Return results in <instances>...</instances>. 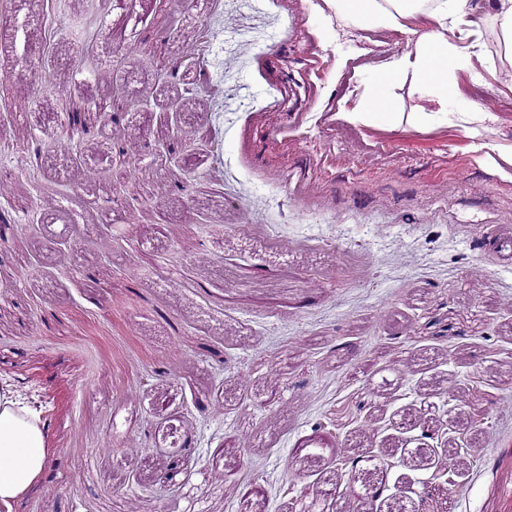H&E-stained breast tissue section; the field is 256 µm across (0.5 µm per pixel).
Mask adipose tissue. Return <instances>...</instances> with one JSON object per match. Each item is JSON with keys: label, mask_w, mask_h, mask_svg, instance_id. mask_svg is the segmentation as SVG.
Returning a JSON list of instances; mask_svg holds the SVG:
<instances>
[{"label": "adipose tissue", "mask_w": 512, "mask_h": 512, "mask_svg": "<svg viewBox=\"0 0 512 512\" xmlns=\"http://www.w3.org/2000/svg\"><path fill=\"white\" fill-rule=\"evenodd\" d=\"M337 15L369 28L385 26L404 30L409 19L425 15L428 26L409 51L381 71L367 75L370 92L355 110L361 121L379 126L393 116L388 96L391 83L414 75L418 92L440 111L461 105L448 86V70L456 59L448 41V23L462 11L463 0H330ZM44 435L37 411L22 400L10 383H0V512H12V503L40 472L44 460Z\"/></svg>", "instance_id": "obj_1"}]
</instances>
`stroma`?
<instances>
[{
    "label": "stroma",
    "mask_w": 512,
    "mask_h": 512,
    "mask_svg": "<svg viewBox=\"0 0 512 512\" xmlns=\"http://www.w3.org/2000/svg\"><path fill=\"white\" fill-rule=\"evenodd\" d=\"M468 0L463 110L394 83L408 37L325 0H0V381L47 453L13 512H371L336 456L512 512V58ZM96 36H88L90 15ZM123 104L64 147L71 105ZM447 424L437 449L414 439ZM183 461L176 483L165 474ZM489 245L505 257L506 266L512 267V228L510 224H501L495 235L489 240Z\"/></svg>",
    "instance_id": "1"
}]
</instances>
